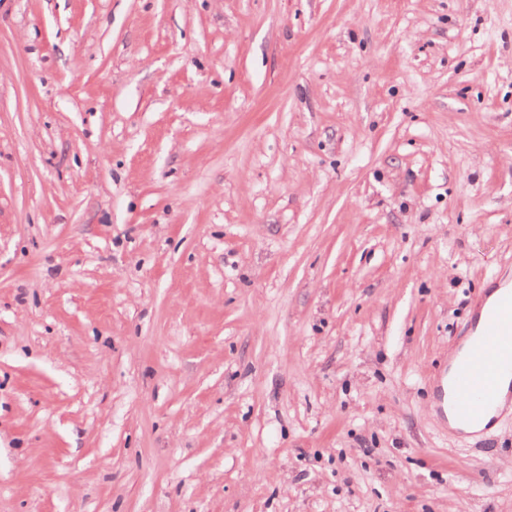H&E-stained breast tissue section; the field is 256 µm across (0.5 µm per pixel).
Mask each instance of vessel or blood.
I'll use <instances>...</instances> for the list:
<instances>
[{"mask_svg":"<svg viewBox=\"0 0 512 512\" xmlns=\"http://www.w3.org/2000/svg\"><path fill=\"white\" fill-rule=\"evenodd\" d=\"M449 389L440 406L469 424L500 405V380L512 376V287L503 289L482 314L476 336L448 366Z\"/></svg>","mask_w":512,"mask_h":512,"instance_id":"obj_1","label":"vessel or blood"}]
</instances>
